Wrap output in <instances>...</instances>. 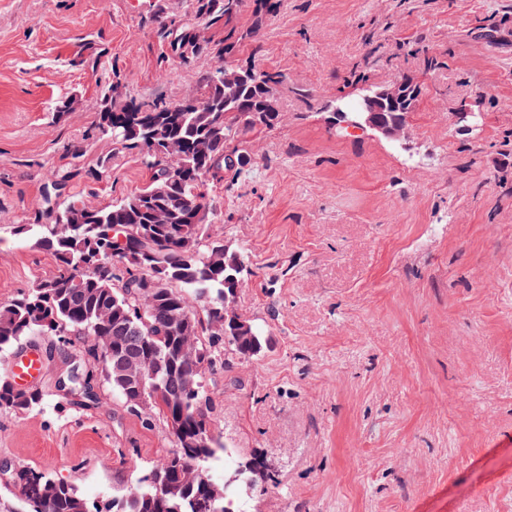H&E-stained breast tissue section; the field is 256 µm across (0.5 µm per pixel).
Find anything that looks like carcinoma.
<instances>
[{"label": "carcinoma", "mask_w": 512, "mask_h": 512, "mask_svg": "<svg viewBox=\"0 0 512 512\" xmlns=\"http://www.w3.org/2000/svg\"><path fill=\"white\" fill-rule=\"evenodd\" d=\"M191 2L197 19L224 28V39L198 45L193 24L161 20L168 56L187 63L204 53L231 55L242 40L235 26L242 0ZM275 9V0H256L251 37L263 32ZM250 72L231 94L212 71L202 72L192 94L202 100L200 109L191 99L119 104L112 87L103 89L98 132L114 149L138 152L148 183L105 206L74 196L59 200L35 216L37 235L28 224L13 225L15 235L53 251L57 272L0 306V355L30 336L86 342L96 367L72 382L78 405L98 401L102 382L145 427L163 421L174 448L156 465L132 462L134 484L104 510L43 472L12 469L11 494L21 507L9 504L5 512H241L211 473L223 445L206 377L224 367L228 353L259 354L268 337L253 322L243 329L241 316L224 306L226 295L236 302L232 287L242 285L249 257L219 237L204 183L222 171L238 175L250 163V140L280 122L276 102L286 76ZM398 81L401 94L375 115L378 134L390 143L389 132L407 126L420 94L412 76ZM45 402L38 387L0 380V410L24 413ZM239 467L252 468L247 490L277 485L259 457Z\"/></svg>", "instance_id": "cac0c4a2"}]
</instances>
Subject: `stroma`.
<instances>
[{
  "label": "stroma",
  "instance_id": "obj_1",
  "mask_svg": "<svg viewBox=\"0 0 512 512\" xmlns=\"http://www.w3.org/2000/svg\"><path fill=\"white\" fill-rule=\"evenodd\" d=\"M172 15L193 21L190 0H0V306L56 272L12 230L54 181L79 169L71 192L104 206L149 179L98 136L102 87L177 101L224 61L167 59L158 20ZM227 61L288 83L247 170L207 182L251 265L235 309L270 338L208 385L227 448L214 476L263 457L278 485L244 512H512V0H280ZM357 72L419 85L400 148L331 124ZM464 105L478 126L457 119ZM23 346L47 356L48 404L0 411V497L14 466L103 504L133 483L130 461L172 448L108 388L90 411L58 392L81 347Z\"/></svg>",
  "mask_w": 512,
  "mask_h": 512
}]
</instances>
